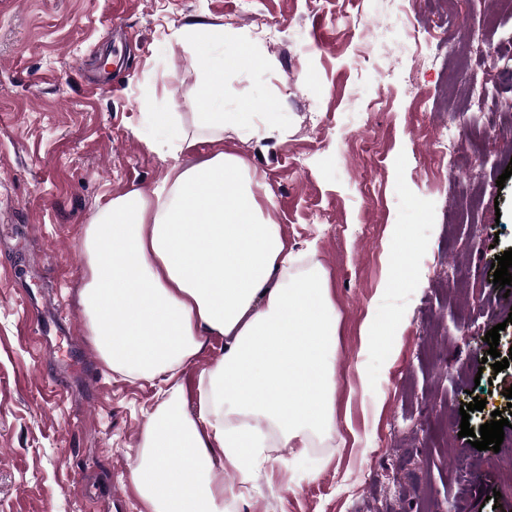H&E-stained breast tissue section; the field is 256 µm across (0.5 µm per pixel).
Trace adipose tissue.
<instances>
[{
  "label": "adipose tissue",
  "mask_w": 512,
  "mask_h": 512,
  "mask_svg": "<svg viewBox=\"0 0 512 512\" xmlns=\"http://www.w3.org/2000/svg\"><path fill=\"white\" fill-rule=\"evenodd\" d=\"M201 80L197 132L172 126L174 153L193 151L200 131L248 126V112L224 109V70L252 60L247 47L214 56L222 28L189 26ZM273 198L245 161L223 148L173 166L162 186L113 198L88 225L81 304L105 364L130 379L161 383L131 476L148 512H224L242 495L224 485L229 468L249 481L270 447L306 454L335 423L338 317L320 263L293 277L299 256ZM215 366L199 376L195 411L180 377L211 339Z\"/></svg>",
  "instance_id": "ef3b65f1"
}]
</instances>
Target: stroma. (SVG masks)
<instances>
[{"label": "stroma", "instance_id": "35a3bbf8", "mask_svg": "<svg viewBox=\"0 0 512 512\" xmlns=\"http://www.w3.org/2000/svg\"><path fill=\"white\" fill-rule=\"evenodd\" d=\"M496 2L123 0L117 19L113 0H0V512H145L130 456L160 385L95 350L83 241L109 200L210 153L172 156L148 119L194 130L197 22L253 50L224 73L225 111L253 115L224 149L315 251L339 317L332 439L270 449L231 512H512V428L497 452L459 435L460 406L485 400L479 428L512 387V366L482 362L493 326L512 352L492 268L512 249V89L496 82L512 8ZM446 129L453 165L430 152ZM398 224L423 243L412 282L388 262ZM372 310L402 322L391 362L363 347Z\"/></svg>", "mask_w": 512, "mask_h": 512}]
</instances>
